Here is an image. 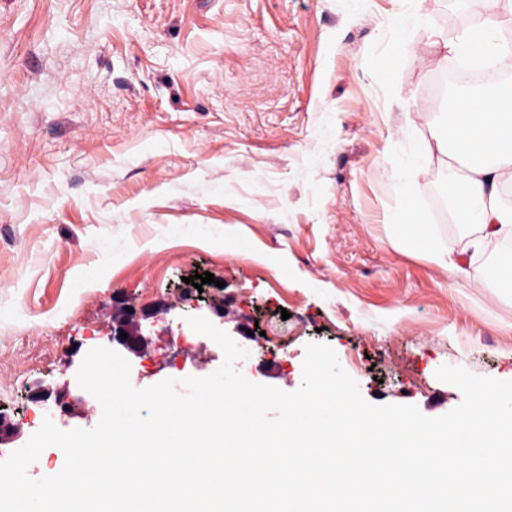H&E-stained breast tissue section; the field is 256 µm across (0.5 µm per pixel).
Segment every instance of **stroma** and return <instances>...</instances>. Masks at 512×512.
Masks as SVG:
<instances>
[{
    "instance_id": "stroma-1",
    "label": "stroma",
    "mask_w": 512,
    "mask_h": 512,
    "mask_svg": "<svg viewBox=\"0 0 512 512\" xmlns=\"http://www.w3.org/2000/svg\"><path fill=\"white\" fill-rule=\"evenodd\" d=\"M396 0H0V412L20 427L58 395L63 430L94 428L76 373L125 307L146 312L131 382L203 377L224 356L187 324L184 277L210 272L203 315L248 353L239 371L292 392L305 346L330 345L370 403L428 417L462 399L445 364L512 380V295L486 278L502 242L440 209L432 136L443 41L464 22L424 0L387 72ZM414 204L463 266L397 234L401 161ZM53 391L32 403L33 384Z\"/></svg>"
}]
</instances>
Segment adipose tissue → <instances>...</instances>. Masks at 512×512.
<instances>
[{"mask_svg":"<svg viewBox=\"0 0 512 512\" xmlns=\"http://www.w3.org/2000/svg\"><path fill=\"white\" fill-rule=\"evenodd\" d=\"M421 5L422 0H400L390 56L378 63V70H389L396 57L409 51L410 27L421 19ZM506 14H512V0H478L475 21L449 43V55L511 70L512 41L500 28ZM436 125L451 144L445 179L453 193L456 222L475 225L485 240L512 237V205L501 201L504 185L512 182V85L454 94L446 111L437 114ZM414 190L407 183L397 188L406 201L397 224L400 238L429 260L447 264L450 273H459L458 260L437 247L423 216L411 205Z\"/></svg>","mask_w":512,"mask_h":512,"instance_id":"1","label":"adipose tissue"}]
</instances>
